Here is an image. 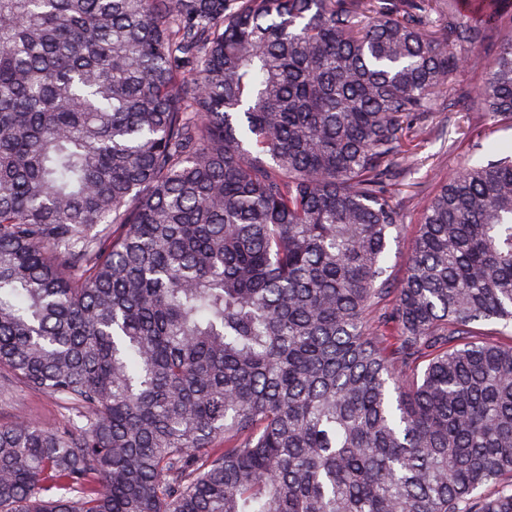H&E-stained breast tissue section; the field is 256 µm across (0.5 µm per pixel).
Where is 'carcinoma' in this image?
Instances as JSON below:
<instances>
[{"instance_id": "obj_1", "label": "carcinoma", "mask_w": 512, "mask_h": 512, "mask_svg": "<svg viewBox=\"0 0 512 512\" xmlns=\"http://www.w3.org/2000/svg\"><path fill=\"white\" fill-rule=\"evenodd\" d=\"M512 0H0V512H512V153L391 181ZM394 295L386 303L388 295ZM75 412L55 397L29 392L0 369V423L20 416L48 427L62 426Z\"/></svg>"}]
</instances>
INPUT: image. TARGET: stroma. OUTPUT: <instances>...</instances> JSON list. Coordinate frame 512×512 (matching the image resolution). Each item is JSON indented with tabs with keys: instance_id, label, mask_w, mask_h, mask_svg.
Returning a JSON list of instances; mask_svg holds the SVG:
<instances>
[{
	"instance_id": "obj_1",
	"label": "stroma",
	"mask_w": 512,
	"mask_h": 512,
	"mask_svg": "<svg viewBox=\"0 0 512 512\" xmlns=\"http://www.w3.org/2000/svg\"><path fill=\"white\" fill-rule=\"evenodd\" d=\"M428 123L432 134L409 159L411 172L400 177L395 193L400 223L385 260V277L393 286L405 276L425 199L485 152L512 150V122L507 120H489L479 112H455L440 103ZM17 416L56 427L66 424L74 413L51 395L27 391L8 370L0 369V423Z\"/></svg>"
}]
</instances>
